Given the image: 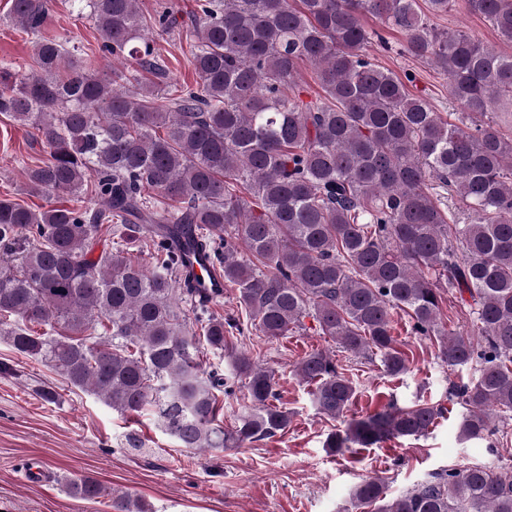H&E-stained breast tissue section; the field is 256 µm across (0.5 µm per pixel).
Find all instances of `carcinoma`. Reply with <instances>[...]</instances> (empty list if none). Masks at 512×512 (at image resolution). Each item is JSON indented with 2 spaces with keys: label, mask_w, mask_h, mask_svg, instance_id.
Returning <instances> with one entry per match:
<instances>
[{
  "label": "carcinoma",
  "mask_w": 512,
  "mask_h": 512,
  "mask_svg": "<svg viewBox=\"0 0 512 512\" xmlns=\"http://www.w3.org/2000/svg\"><path fill=\"white\" fill-rule=\"evenodd\" d=\"M98 48L45 37L52 0H11L7 18L35 37L33 65L0 67V115L34 130L46 160L24 170L39 194L101 206L33 209L0 200V335L121 414L158 408L186 448H241L288 429L274 374L236 349L254 330L276 339L316 322L354 356L410 370L394 311L437 345L459 433L489 447L512 425V138L487 120L512 108V55L431 18L453 0H77ZM512 42V0H466ZM372 17L381 29H369ZM448 80L462 118L450 123L366 52L381 30ZM190 55L192 84L169 80L159 41ZM110 56L106 71L97 56ZM324 96L304 99L301 65ZM469 215L448 221L449 206ZM153 252L144 268L123 249L93 256L102 230ZM211 259L237 290L241 315L183 280L189 257ZM469 308L470 327L441 321L443 289ZM186 303L189 309L180 307ZM192 317H187V314ZM45 331L36 334L29 324ZM105 329L95 334L96 327ZM209 351L224 369H202ZM317 411L346 413L356 386L323 350L296 365ZM245 389L247 411L216 427L218 394ZM442 407L419 399L330 433L343 454L425 435ZM113 512H145L90 477L66 484ZM374 478L355 512H512V467L457 465L391 502Z\"/></svg>",
  "instance_id": "carcinoma-1"
}]
</instances>
